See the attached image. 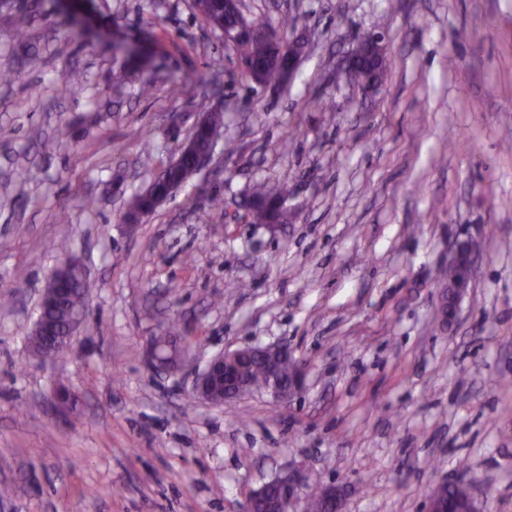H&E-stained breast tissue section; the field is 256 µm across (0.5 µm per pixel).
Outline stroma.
Here are the masks:
<instances>
[{
	"mask_svg": "<svg viewBox=\"0 0 512 512\" xmlns=\"http://www.w3.org/2000/svg\"><path fill=\"white\" fill-rule=\"evenodd\" d=\"M26 2V47L0 14V69L24 71L0 86V512H244L297 468L343 486L345 512H426L450 479L512 512V0H243L308 43L277 87L194 0ZM371 29L386 60L364 89L336 64ZM74 69L82 92L58 97ZM215 107L211 161L127 231L126 201ZM264 181L292 188L273 231L236 212ZM472 239L441 325L440 271ZM68 253L85 320L42 362L28 338ZM172 322L192 355L151 368ZM283 340L307 369L288 402L194 396L213 355Z\"/></svg>",
	"mask_w": 512,
	"mask_h": 512,
	"instance_id": "obj_1",
	"label": "stroma"
}]
</instances>
